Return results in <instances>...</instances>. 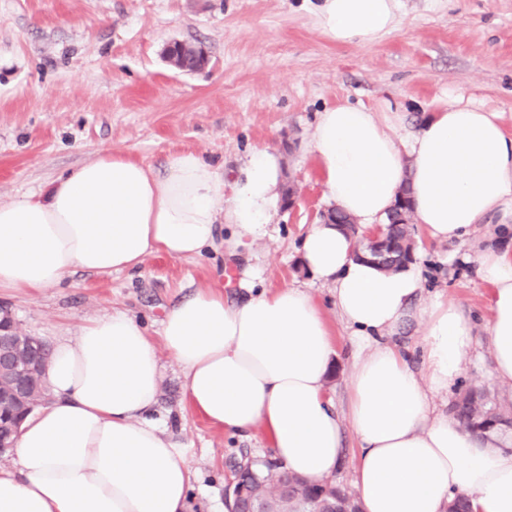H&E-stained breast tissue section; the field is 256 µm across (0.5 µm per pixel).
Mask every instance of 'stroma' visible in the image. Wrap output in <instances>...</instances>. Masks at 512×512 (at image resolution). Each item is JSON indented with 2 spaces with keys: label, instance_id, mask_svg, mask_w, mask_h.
Masks as SVG:
<instances>
[{
  "label": "stroma",
  "instance_id": "obj_1",
  "mask_svg": "<svg viewBox=\"0 0 512 512\" xmlns=\"http://www.w3.org/2000/svg\"><path fill=\"white\" fill-rule=\"evenodd\" d=\"M312 0H0V201L43 188L102 149L162 171L194 151L226 181L246 156L276 155L280 182L293 183L294 208L275 205L264 238L229 256L207 251L148 257L135 271L101 277L76 272L37 293H0L26 334L52 343L115 309L134 315L151 339L166 311L199 288L236 298L246 272L271 290L300 286L324 312L337 349L328 395L348 407L354 349L330 285L301 261L304 235L329 206L311 135L323 109L349 102L401 108L407 126L441 104L462 101L499 112L512 132V0H400L397 28L377 42L341 46L314 25ZM203 44L208 65L193 72L165 59L168 41ZM412 237L422 270L417 300L457 303L475 327L458 390L502 397L491 373L484 325L486 284L473 256L496 244L501 228L476 225L466 243ZM158 409L191 453L187 512H226L233 466L273 451L262 431L225 433L183 399L181 371L168 352Z\"/></svg>",
  "mask_w": 512,
  "mask_h": 512
}]
</instances>
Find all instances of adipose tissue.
Wrapping results in <instances>:
<instances>
[{
    "instance_id": "adipose-tissue-1",
    "label": "adipose tissue",
    "mask_w": 512,
    "mask_h": 512,
    "mask_svg": "<svg viewBox=\"0 0 512 512\" xmlns=\"http://www.w3.org/2000/svg\"><path fill=\"white\" fill-rule=\"evenodd\" d=\"M313 16L333 43L375 42L396 28L399 0H318ZM312 146L324 196L365 227L383 224L405 184L414 222L434 240L464 241L485 222L512 225V134L499 113L456 103L410 130L401 112L340 103L321 112ZM277 180L278 161L264 150L229 189L193 152L170 156L159 174L98 151L44 192L0 202V292L58 287L79 270H133L158 253L235 252L265 235ZM301 260L333 285L358 350L346 414L326 396L335 344L303 288L232 300L220 288L196 290L167 311L157 344L115 310L52 344V399L28 414L10 465L0 466V512H186L188 450L155 414L162 348L198 414L231 433L262 429L276 458L309 480L335 474L350 426L362 512H447L456 496L472 512H512V451L501 434L474 438L434 402L459 380L474 341L460 307L417 306V262L385 271L357 259L352 238L333 224L312 225ZM473 262L490 289L492 373L512 389V249L490 247ZM413 319L424 324L419 372L383 342Z\"/></svg>"
}]
</instances>
